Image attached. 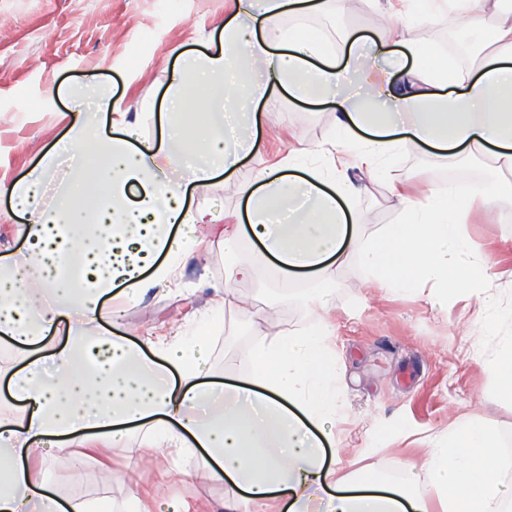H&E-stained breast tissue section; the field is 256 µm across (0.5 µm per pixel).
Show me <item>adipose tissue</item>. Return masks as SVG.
Here are the masks:
<instances>
[{"mask_svg":"<svg viewBox=\"0 0 512 512\" xmlns=\"http://www.w3.org/2000/svg\"><path fill=\"white\" fill-rule=\"evenodd\" d=\"M474 0H422L425 15L477 18L494 49L476 72L452 73L447 57L424 45L381 37L364 50L351 39L330 43L303 29L284 30L287 15H328L348 0H229V17L210 52H177L165 91L158 137H140L118 121L109 135L105 114L115 103L107 86L76 85L70 96L94 99L78 110L64 150L77 155L67 188L48 195L57 166L49 150L26 176L0 181V196L26 218L25 249L0 255V377L11 403H0V512H99L93 503L63 498L35 457L70 468L81 451L123 439L132 428L158 430L170 450L197 448L198 468L224 485V508L267 512L283 499L285 512H512V482L499 452V434L479 419L458 421L428 450L422 470L402 480L376 475L337 477L326 467L339 388L326 338L329 322L253 348L246 376L216 396L211 344L189 340L145 344L114 334L121 304L168 282L195 253L198 229L212 224L204 206L187 203L189 184L233 174L244 156L260 154L254 107L277 89L299 100L336 105L337 151L364 132V161L377 167L398 147V130L449 157L491 156L512 170V4L493 0L475 13ZM220 107L204 129L185 122L189 101ZM320 148L294 150L283 165L261 169L243 184L245 214L224 227V289L256 276L239 244L259 243L282 279L324 271L329 261L359 252L369 274L388 289L430 286L440 301L475 296L488 328L501 316L486 288L476 245L461 232L468 203H493L499 188H434L422 200L401 199L405 221L360 241V215L313 166ZM191 166V181L175 174ZM98 196L94 213L81 199ZM47 294L35 302L32 285ZM64 338L61 346L54 337ZM23 366H16V359Z\"/></svg>","mask_w":512,"mask_h":512,"instance_id":"ef3b65f1","label":"adipose tissue"}]
</instances>
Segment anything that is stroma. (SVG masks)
Masks as SVG:
<instances>
[{
    "label": "stroma",
    "instance_id": "obj_1",
    "mask_svg": "<svg viewBox=\"0 0 512 512\" xmlns=\"http://www.w3.org/2000/svg\"><path fill=\"white\" fill-rule=\"evenodd\" d=\"M362 4L336 17L309 18L306 25L333 39L353 33L367 41L392 30L433 47L458 68L477 63V56H461L449 44L446 14L420 16L414 0H391L386 12L375 0ZM226 16V0H173L168 7L158 0H0V179L25 176L64 135L74 84L108 83L126 121L142 137H156L168 74L176 64L172 48L211 51ZM257 111L263 116L260 155L245 159L233 177L220 175L191 190L193 202L216 219L201 234V256L181 262L170 286L124 305L119 334L137 342H169L195 335L204 316H211L213 379L231 383L247 374L245 356L254 345L289 330H314L325 314L336 327L327 345L336 360L342 404L327 465L340 457L354 469L383 475L410 462L420 465L433 438L471 417L497 429L503 447L512 448V397L499 393L482 364L501 339L512 336V321L503 320L497 335H484L478 303L469 294L449 295L440 306L416 289L384 290L354 254L321 274L286 282L247 238L241 248L257 267L256 279L233 296L216 294L224 282L222 230L243 207L241 184L256 170L281 163L291 149L327 148L337 135L331 103L298 101L281 91ZM335 172L362 216L359 233L365 239L402 223L396 189L420 200L439 184L498 185L494 207L472 201L461 231L488 262L487 286L499 306L512 309V171L486 158L451 160L409 143L374 172L352 155L337 154ZM146 437L145 429L133 430L87 466L52 468L48 474L62 494L102 501L114 512H123L131 499L141 512H165L174 503L191 505L194 512H224L223 484L183 476L193 455L175 461L148 451Z\"/></svg>",
    "mask_w": 512,
    "mask_h": 512
}]
</instances>
